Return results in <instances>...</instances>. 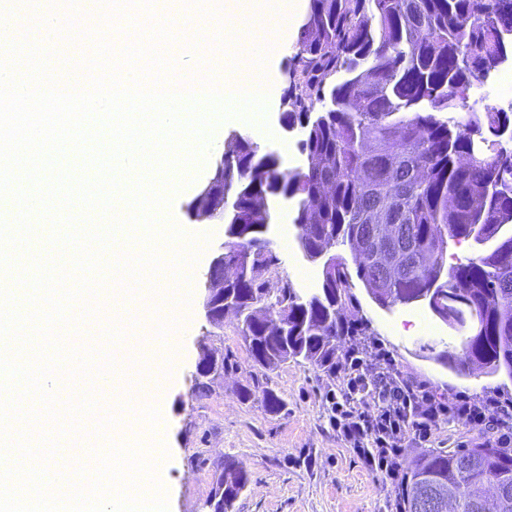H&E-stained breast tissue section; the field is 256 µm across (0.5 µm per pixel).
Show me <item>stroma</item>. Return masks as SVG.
Wrapping results in <instances>:
<instances>
[{
	"label": "stroma",
	"mask_w": 512,
	"mask_h": 512,
	"mask_svg": "<svg viewBox=\"0 0 512 512\" xmlns=\"http://www.w3.org/2000/svg\"><path fill=\"white\" fill-rule=\"evenodd\" d=\"M283 109V97L270 101L264 130L240 120L221 123L206 162L171 206V216L179 226L190 233L211 234L212 239L193 265L189 304L170 316L178 322L181 358L165 374L166 400L161 412L167 448L161 481L169 512H209L215 474L229 458L250 474L233 512H381L384 506L385 493L376 478L328 423L325 372L302 360L261 368L239 335L235 316L227 315L219 328L207 320L203 309L206 273L224 241V227L193 219L188 205L207 182L224 151V138L233 130L249 133L264 151L278 156L283 171L306 166L307 158L298 145L299 131L282 129L279 124ZM268 205L267 237L278 257L276 268L267 275L271 290L289 282L300 293L315 292L322 283L321 264L309 260L298 245L295 201L272 197ZM354 293L373 337L391 351L405 375L426 379L447 395L464 391L481 396L496 389L512 395V379L506 375L488 376L478 370L458 374L431 360V350L459 349L462 336L425 305L384 310L363 285H356ZM75 309L89 314L90 320L65 329L67 342L112 352V342L100 340L97 333L98 327L111 326V307L104 305L92 312L79 303ZM170 317L146 318L140 325L141 335H155ZM205 350L224 358L227 365L209 376L202 390L197 364ZM256 382L282 399L284 407L279 413L266 411L260 397L242 398L243 389Z\"/></svg>",
	"instance_id": "1"
}]
</instances>
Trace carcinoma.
<instances>
[{"mask_svg":"<svg viewBox=\"0 0 512 512\" xmlns=\"http://www.w3.org/2000/svg\"><path fill=\"white\" fill-rule=\"evenodd\" d=\"M509 67L512 0H309L280 115L284 128L300 129L306 168L282 171L234 131L224 168L198 194L224 220V256L246 269L224 288L257 365L321 367L338 340L367 334L352 288L377 276L372 237L404 250L401 270L369 293L373 302L425 304L464 335L460 353L442 350L434 361L512 380V111L475 99ZM266 196L296 200L299 247L323 260L319 292L302 296L289 283L266 301L273 259L266 219L253 214ZM462 241L475 256L448 262L450 243ZM265 301L288 308L286 337L254 314ZM486 485L497 490L495 512H512V448L434 450L402 475L401 512H417L426 490L446 494L453 512H483Z\"/></svg>","mask_w":512,"mask_h":512,"instance_id":"cac0c4a2","label":"carcinoma"}]
</instances>
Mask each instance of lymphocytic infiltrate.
Listing matches in <instances>:
<instances>
[{"label":"lymphocytic infiltrate","instance_id":"f902f5d3","mask_svg":"<svg viewBox=\"0 0 512 512\" xmlns=\"http://www.w3.org/2000/svg\"><path fill=\"white\" fill-rule=\"evenodd\" d=\"M328 377L330 426L383 486L398 481L406 449L432 447L445 422L492 447H512V399L445 396L405 376L382 345H348Z\"/></svg>","mask_w":512,"mask_h":512}]
</instances>
